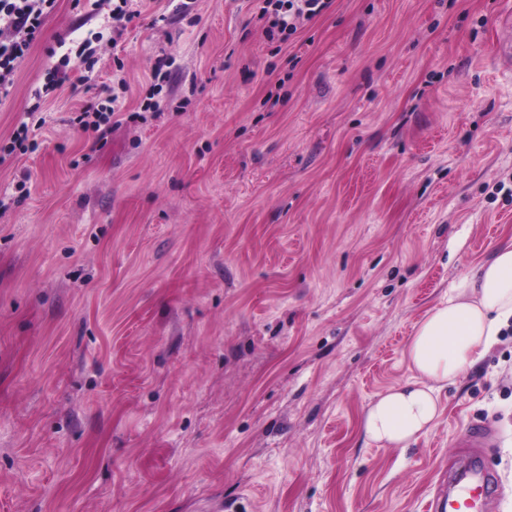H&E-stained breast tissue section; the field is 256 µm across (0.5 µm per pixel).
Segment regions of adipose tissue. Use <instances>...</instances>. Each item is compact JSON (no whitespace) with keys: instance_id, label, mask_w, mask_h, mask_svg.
Segmentation results:
<instances>
[{"instance_id":"1","label":"adipose tissue","mask_w":512,"mask_h":512,"mask_svg":"<svg viewBox=\"0 0 512 512\" xmlns=\"http://www.w3.org/2000/svg\"><path fill=\"white\" fill-rule=\"evenodd\" d=\"M511 322L512 237L464 271L416 323L406 347L412 377L368 405L361 419L365 438L406 448L426 435L439 416L441 389L475 366Z\"/></svg>"}]
</instances>
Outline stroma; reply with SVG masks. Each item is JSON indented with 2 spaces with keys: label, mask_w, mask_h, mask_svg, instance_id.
<instances>
[{
  "label": "stroma",
  "mask_w": 512,
  "mask_h": 512,
  "mask_svg": "<svg viewBox=\"0 0 512 512\" xmlns=\"http://www.w3.org/2000/svg\"><path fill=\"white\" fill-rule=\"evenodd\" d=\"M128 7L56 0L0 98V141L42 119L0 163V512H433L480 421L512 512L511 326L416 443L360 427L512 236V0H333L280 48L256 0ZM115 109H108L106 112H89L88 109L77 112L74 117L73 123L82 131L88 132L92 130L102 137L106 134L109 124L111 123L112 116L115 114ZM103 126V128H102ZM491 432L488 425L483 423H470L464 427L461 434L459 444L462 446L473 448H483Z\"/></svg>",
  "instance_id": "obj_1"
}]
</instances>
